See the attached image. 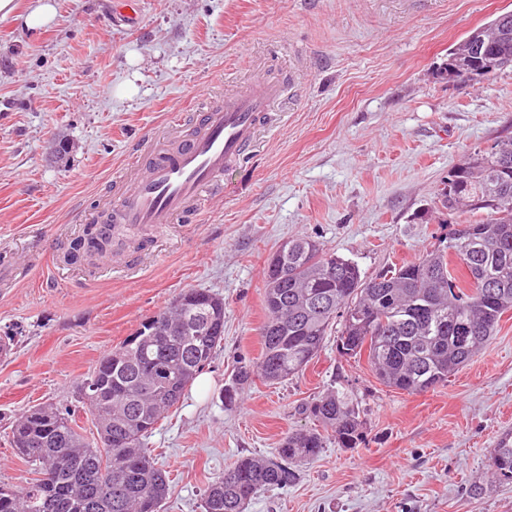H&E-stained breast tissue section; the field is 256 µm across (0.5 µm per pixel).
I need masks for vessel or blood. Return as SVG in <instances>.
<instances>
[{
  "label": "vessel or blood",
  "instance_id": "1",
  "mask_svg": "<svg viewBox=\"0 0 512 512\" xmlns=\"http://www.w3.org/2000/svg\"><path fill=\"white\" fill-rule=\"evenodd\" d=\"M282 92L281 86L256 83L201 113L192 134L156 142L146 161L121 181L117 204L100 216L104 233L130 239L219 197L225 170L242 164L260 130L273 124L272 105Z\"/></svg>",
  "mask_w": 512,
  "mask_h": 512
}]
</instances>
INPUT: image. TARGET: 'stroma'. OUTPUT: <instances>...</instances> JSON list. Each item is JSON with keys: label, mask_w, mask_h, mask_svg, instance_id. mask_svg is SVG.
Returning a JSON list of instances; mask_svg holds the SVG:
<instances>
[{"label": "stroma", "mask_w": 512, "mask_h": 512, "mask_svg": "<svg viewBox=\"0 0 512 512\" xmlns=\"http://www.w3.org/2000/svg\"><path fill=\"white\" fill-rule=\"evenodd\" d=\"M122 2L56 0L35 32L0 18V484L37 476L10 445L23 411L70 409L93 437L81 385L97 361L184 289L207 288L224 298V339L143 447L172 481L161 512H202L209 482L314 427L301 407L333 387L357 405L364 444L327 440L293 485L260 491L245 512H512V481L488 469L512 433V311L424 394L380 384L331 334L302 375L255 381L230 409L223 399L236 360L260 356L263 269L284 241L315 239L371 278L469 221L434 201L452 166L512 136V68L452 82L448 50L512 0H136L132 20ZM258 81L285 96L247 161L225 171L223 199L148 244L123 242L111 264L70 260L170 114L190 133Z\"/></svg>", "instance_id": "obj_1"}]
</instances>
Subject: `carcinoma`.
Here are the masks:
<instances>
[{
    "label": "carcinoma",
    "instance_id": "carcinoma-1",
    "mask_svg": "<svg viewBox=\"0 0 512 512\" xmlns=\"http://www.w3.org/2000/svg\"><path fill=\"white\" fill-rule=\"evenodd\" d=\"M479 35L499 58L512 60V12ZM447 69L448 78L471 82L504 66L468 77V60L452 47ZM437 207L483 217L449 232L443 248L370 279L310 238L273 253L264 268L261 356L239 362L225 388L226 406H235L239 391L256 377L275 384L302 372L337 321L336 350L349 358L367 355L382 384L409 394L448 382L471 361L512 310V137L499 141L497 151L475 153L451 168ZM223 339L224 297L184 290L93 368L96 391L87 404L104 444L84 440L67 412L37 406L20 416L12 447L38 466L39 478L19 488L0 485V512H159L172 487L142 441L180 402ZM305 411L340 447L365 442L359 411L343 391L329 390ZM325 439L315 429H299L284 437L272 459L239 457L208 485L203 512H244L260 490L292 485ZM489 468L496 478L512 480V443L500 441L490 450Z\"/></svg>",
    "mask_w": 512,
    "mask_h": 512
}]
</instances>
